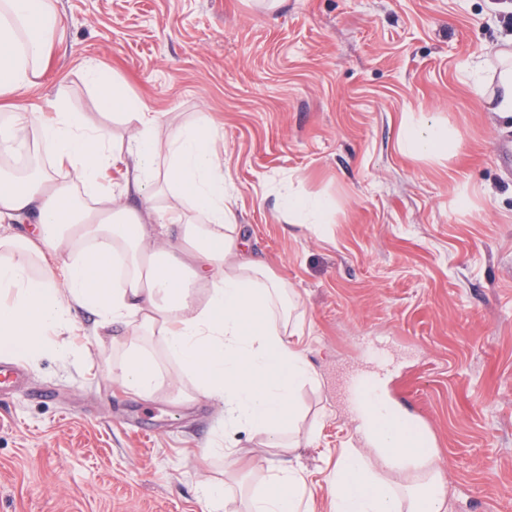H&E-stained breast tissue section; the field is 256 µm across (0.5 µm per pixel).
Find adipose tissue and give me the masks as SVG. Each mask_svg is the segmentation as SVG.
Listing matches in <instances>:
<instances>
[{"instance_id": "adipose-tissue-1", "label": "adipose tissue", "mask_w": 512, "mask_h": 512, "mask_svg": "<svg viewBox=\"0 0 512 512\" xmlns=\"http://www.w3.org/2000/svg\"><path fill=\"white\" fill-rule=\"evenodd\" d=\"M62 38L55 0H0V223L35 226L28 236L0 234V354L40 352L70 328L75 304L114 329L112 376L124 387L157 392L144 345L155 337L177 366L173 387L184 401L223 402L230 425L292 451L299 392L317 377L293 340L300 305L250 252L224 191L218 129L203 114L164 122L94 64L99 105L122 116V139L57 98L17 105L14 94L40 83ZM396 147L447 151L448 129L403 122ZM278 209L315 228L331 212L325 199L290 193ZM374 402L357 427L374 459L337 460L326 479L333 512H446L434 457L384 396ZM374 462L419 472L395 487L371 471ZM306 493L296 470L278 467L248 512H302Z\"/></svg>"}]
</instances>
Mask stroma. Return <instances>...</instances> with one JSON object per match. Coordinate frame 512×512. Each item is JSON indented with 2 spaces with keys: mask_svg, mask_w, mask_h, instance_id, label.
I'll use <instances>...</instances> for the list:
<instances>
[{
  "mask_svg": "<svg viewBox=\"0 0 512 512\" xmlns=\"http://www.w3.org/2000/svg\"><path fill=\"white\" fill-rule=\"evenodd\" d=\"M65 31L25 103L59 97L98 116L95 63L173 122L209 113L224 184L251 248L300 299L317 374L300 393L292 453L182 401L175 365L140 396L113 380L90 312L21 359L26 390L0 397V512H244L284 464L310 512H331L338 455H368L352 376L418 421L447 512H512V112L495 109L512 0H57ZM448 128L442 157L402 154L405 119ZM331 204L323 230L278 216L279 195ZM467 205H460V198ZM241 461L224 469V455ZM225 482L224 502L200 497Z\"/></svg>",
  "mask_w": 512,
  "mask_h": 512,
  "instance_id": "obj_1",
  "label": "stroma"
}]
</instances>
